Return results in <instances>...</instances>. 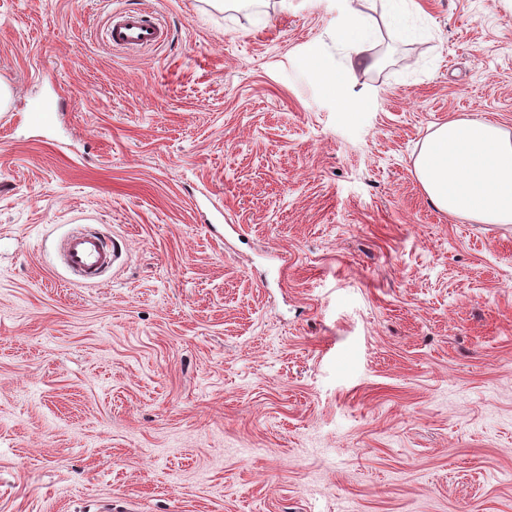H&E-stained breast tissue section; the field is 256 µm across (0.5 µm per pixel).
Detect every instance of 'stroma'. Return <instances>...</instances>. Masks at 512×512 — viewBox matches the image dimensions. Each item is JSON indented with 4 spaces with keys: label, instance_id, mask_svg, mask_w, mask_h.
Segmentation results:
<instances>
[{
    "label": "stroma",
    "instance_id": "1",
    "mask_svg": "<svg viewBox=\"0 0 512 512\" xmlns=\"http://www.w3.org/2000/svg\"><path fill=\"white\" fill-rule=\"evenodd\" d=\"M423 5L353 70L342 0H0V512H512V224L413 173L512 129V0ZM106 35L112 47L126 50L159 46L167 38L164 26L147 9L113 11ZM121 255V245L115 239L106 242L95 232L80 231L68 235L62 242L61 256L66 267L87 283L103 275Z\"/></svg>",
    "mask_w": 512,
    "mask_h": 512
}]
</instances>
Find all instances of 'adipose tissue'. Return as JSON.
I'll return each mask as SVG.
<instances>
[{
  "label": "adipose tissue",
  "instance_id": "obj_1",
  "mask_svg": "<svg viewBox=\"0 0 512 512\" xmlns=\"http://www.w3.org/2000/svg\"><path fill=\"white\" fill-rule=\"evenodd\" d=\"M385 23L406 41L423 39L433 25L419 0H382ZM379 36L355 8L346 11L341 32L350 64L369 66L365 49ZM414 174L435 208L463 214L480 224H512V131L477 119H451L424 140Z\"/></svg>",
  "mask_w": 512,
  "mask_h": 512
}]
</instances>
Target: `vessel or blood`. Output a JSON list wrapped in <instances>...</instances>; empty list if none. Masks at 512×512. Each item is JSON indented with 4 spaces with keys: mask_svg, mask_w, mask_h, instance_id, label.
Returning <instances> with one entry per match:
<instances>
[{
    "mask_svg": "<svg viewBox=\"0 0 512 512\" xmlns=\"http://www.w3.org/2000/svg\"><path fill=\"white\" fill-rule=\"evenodd\" d=\"M106 35L113 47L126 50L158 46L167 38L159 19L146 9L113 11ZM120 255L121 245L118 241H105L102 236L90 231L68 235L61 247L66 267L88 283L103 275Z\"/></svg>",
    "mask_w": 512,
    "mask_h": 512,
    "instance_id": "b4317fda",
    "label": "vessel or blood"
}]
</instances>
